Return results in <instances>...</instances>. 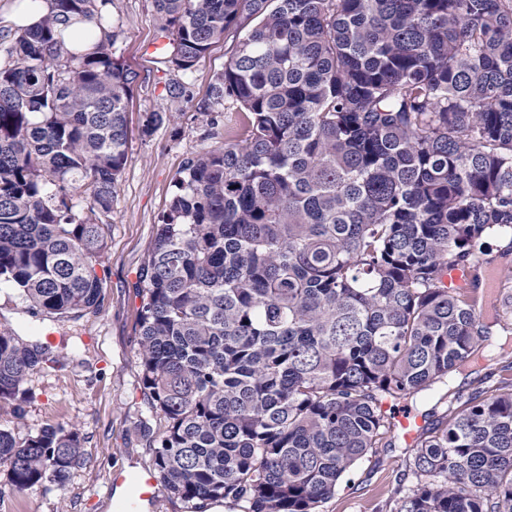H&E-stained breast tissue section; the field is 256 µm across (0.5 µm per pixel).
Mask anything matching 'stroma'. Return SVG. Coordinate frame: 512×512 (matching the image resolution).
I'll return each mask as SVG.
<instances>
[{
	"label": "stroma",
	"instance_id": "35a3bbf8",
	"mask_svg": "<svg viewBox=\"0 0 512 512\" xmlns=\"http://www.w3.org/2000/svg\"><path fill=\"white\" fill-rule=\"evenodd\" d=\"M111 21L117 33L115 58L138 74L127 106V163L115 186L110 212L102 215L105 249L104 301L101 309L58 328L64 355L61 365L30 376L32 398L22 415L0 404V429L18 436L61 424L79 432L83 456L63 488H42L17 494L0 470V512H116L123 488H110L115 472L134 473L151 463L150 431L161 419L151 407L139 380L135 354L139 342L138 270L153 244L174 192L173 179L187 159L223 146L224 126L198 110L208 98L214 75L233 49L223 39L189 71L157 63L151 51L157 40L152 0H113ZM186 84L190 102L170 97L168 86ZM160 112L164 121L143 135L145 113ZM49 320L32 316L17 291L0 283V327L13 329L24 340L39 338ZM512 335L496 337L474 375L458 374L425 396L410 399L418 414L444 413L450 401L468 396L481 378L490 383L512 380L507 358ZM413 453L399 438L369 452L345 476L319 512H393L414 478L406 467Z\"/></svg>",
	"mask_w": 512,
	"mask_h": 512
}]
</instances>
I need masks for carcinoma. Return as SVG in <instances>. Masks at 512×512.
<instances>
[{
  "instance_id": "obj_1",
  "label": "carcinoma",
  "mask_w": 512,
  "mask_h": 512,
  "mask_svg": "<svg viewBox=\"0 0 512 512\" xmlns=\"http://www.w3.org/2000/svg\"><path fill=\"white\" fill-rule=\"evenodd\" d=\"M0 43V282L34 314L99 310V215L127 162L137 73L113 58L112 0H51ZM159 62L235 51L207 112L224 145L190 159L139 272L140 381L164 424L152 469L185 512H317L392 432L384 398L475 364L512 312L479 290L511 237L512 0H153ZM93 20L104 35L59 26ZM89 201L79 207L74 197ZM472 269L450 291L448 269ZM55 362L0 331V402ZM79 433L0 430L19 493L65 485ZM393 512H512V383L477 388L417 438Z\"/></svg>"
}]
</instances>
